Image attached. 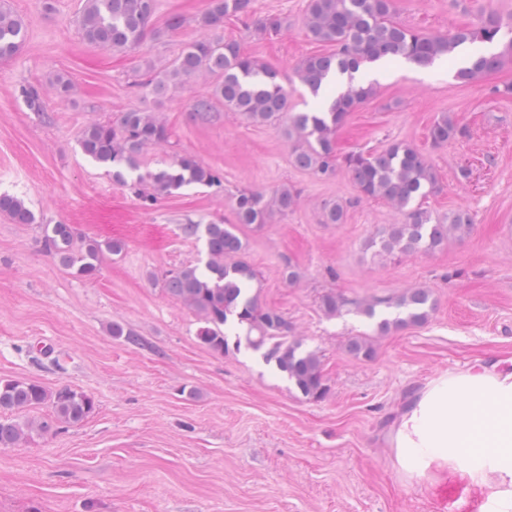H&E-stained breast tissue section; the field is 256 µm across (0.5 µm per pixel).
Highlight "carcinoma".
I'll return each instance as SVG.
<instances>
[{"label":"carcinoma","mask_w":512,"mask_h":512,"mask_svg":"<svg viewBox=\"0 0 512 512\" xmlns=\"http://www.w3.org/2000/svg\"><path fill=\"white\" fill-rule=\"evenodd\" d=\"M158 0H84L78 17L83 41L94 47L128 48L138 45L147 34L161 37L153 26ZM235 17L251 23L260 34L276 35L288 21L280 15L255 16L254 0H208L197 19L211 35L189 43L163 72L148 71L144 85L162 96L169 88L206 73L214 78V96L224 110L245 116L257 124L284 123L295 166L322 181L334 178L343 169L351 177L361 196L392 204L403 216L400 224L381 229L368 247L385 257L412 252H433L448 244L451 237L468 233L473 224L470 211L458 208L448 216H434L422 206V200L435 188L438 177L430 159L405 142H393L380 151L336 152L334 134L356 104L375 93V85L347 83L325 112H290L278 73L257 59L245 55L238 42L224 39V18ZM307 37L329 46V53L305 57L296 74L299 82L317 96L332 72L353 74L363 65L377 61H407L427 67L435 61L453 59L458 50L475 43L499 40L501 19L488 13L452 35L421 34L395 18L393 0H308L304 16ZM27 38L22 22L7 10H0V60L14 57ZM502 54H481L470 64L457 69L456 79L471 82L497 70ZM33 112L43 111V91L36 86L21 90ZM466 135V129L448 114L434 120L428 132L435 146L446 145ZM171 127L152 112L129 110L112 122L88 124L79 141L81 152L93 161L114 167L112 178L126 185L124 170L136 171L149 147L170 143ZM135 184L152 189L149 199L170 195L190 185L219 188L216 172L194 156L183 154L167 167L139 174ZM298 192L283 187L268 195L260 190H243L234 200V224H197L180 227L181 233L205 241L207 260L203 266L187 265L167 272L162 288L171 297L193 311L203 323L197 337L210 350L222 354L246 346L262 352L263 360L274 364L288 382L309 401H319L329 392L317 351L306 347L301 338H288L287 318L276 308L262 305L250 284L256 274L241 259L242 242L238 225L265 226L272 213L288 215L296 206ZM0 213L16 224H37L38 218L25 201L0 194ZM322 223L342 224L346 210L338 201L326 202L321 209ZM42 250L70 273L84 279L95 278L104 254L124 249L120 240L99 241L80 237L70 224H45ZM352 306L373 319L377 309L394 310L393 317L376 323L385 335L408 325H423L434 311L435 302L426 288H414L396 298H376L365 305L327 293L321 307L338 315ZM237 324L244 334L229 341L226 328ZM347 351L360 361H370L376 350L364 336L348 340ZM48 405L51 417L35 421L24 416L30 409ZM90 394L69 386L48 388L26 379H0V447L11 448L34 433L45 435L59 423L78 424L95 409Z\"/></svg>","instance_id":"carcinoma-1"}]
</instances>
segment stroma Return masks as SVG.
Returning <instances> with one entry per match:
<instances>
[{
  "label": "stroma",
  "mask_w": 512,
  "mask_h": 512,
  "mask_svg": "<svg viewBox=\"0 0 512 512\" xmlns=\"http://www.w3.org/2000/svg\"><path fill=\"white\" fill-rule=\"evenodd\" d=\"M82 3L56 0L49 14L42 0H0L28 33L18 54L0 61V193L24 199L45 223L126 248L84 280L44 253L38 225L0 214V378L65 384L96 400L81 424L0 447V512H476L455 479L408 480L385 435L410 391L441 373L512 357V95L503 93L512 59L468 83L440 60L384 66L375 95L337 130L342 155L394 141L422 150L438 176L425 207L473 216L470 232L441 249L390 259L367 244L399 215L361 198L346 171L321 181L296 168L280 128L253 124L222 102L217 120H195L194 104L211 96L207 81L161 97L145 88L148 66L164 68L198 35L207 0H159L155 25L165 36L126 50L82 41ZM306 4L255 0L257 15L288 19L271 39L224 21L225 38L279 73L292 112L313 111L296 67L324 50L305 33ZM393 4L396 18L420 33L450 35L488 12L512 27V0ZM173 14L186 24L169 31ZM59 74L72 83L69 97L50 90ZM24 85L43 90L44 111H29ZM131 109L159 113L174 131L171 144L144 156L142 170L191 154L220 173L223 190L191 185L147 206L82 154L88 123ZM444 113L467 134L436 146L428 129ZM284 185L297 190V207L237 234L260 303L283 312L293 335L321 355L329 392L318 402L304 400L260 353L203 347L198 318L155 279L205 258L203 241L183 236L180 224L233 223L239 191ZM336 200L346 206L344 223H323L321 204ZM289 263L299 274L293 284L283 275ZM414 287L436 301L430 320L385 335L363 315L330 317L320 307L329 292L363 300ZM114 323L138 343L113 337ZM354 336L371 337L373 360L348 354Z\"/></svg>",
  "instance_id": "1"
}]
</instances>
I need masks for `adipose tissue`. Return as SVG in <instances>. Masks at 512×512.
I'll return each instance as SVG.
<instances>
[{
	"label": "adipose tissue",
	"mask_w": 512,
	"mask_h": 512,
	"mask_svg": "<svg viewBox=\"0 0 512 512\" xmlns=\"http://www.w3.org/2000/svg\"><path fill=\"white\" fill-rule=\"evenodd\" d=\"M395 466L430 485L454 477L478 512H512V358L440 374L406 397L386 436Z\"/></svg>",
	"instance_id": "obj_1"
}]
</instances>
